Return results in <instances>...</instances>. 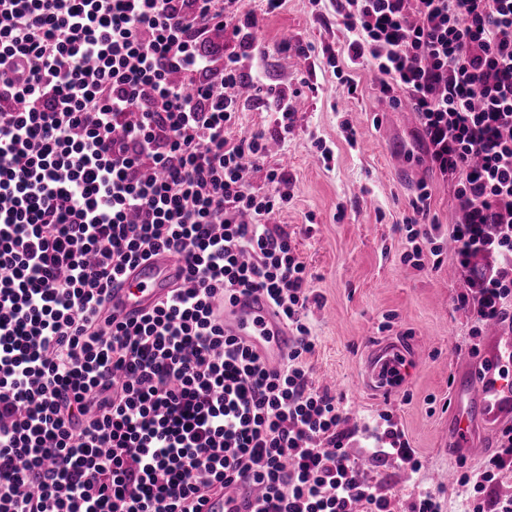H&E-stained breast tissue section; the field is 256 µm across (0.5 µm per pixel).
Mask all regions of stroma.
Returning <instances> with one entry per match:
<instances>
[{
	"mask_svg": "<svg viewBox=\"0 0 512 512\" xmlns=\"http://www.w3.org/2000/svg\"><path fill=\"white\" fill-rule=\"evenodd\" d=\"M239 9L259 19L255 39L264 52L259 64L267 83L301 92L288 134L276 131L270 113L253 107L241 112L235 132L267 134L264 166L249 175L254 189L268 190L270 167H284L293 183L292 199L271 221L290 233L319 298L308 310L316 347L305 363L314 380L333 378L350 408L351 424L392 414L422 468L410 480L392 464L373 474L411 499L417 488L439 484L444 474L484 462L448 447L452 363L473 361L483 346L473 317L453 306L458 293L473 288L456 266L449 237L440 240V258L424 254V269L402 261L407 248L402 219L419 186L430 188L431 210L444 225L458 219L453 187L430 169L413 112L390 105L378 81L367 78L366 67L348 61V33L336 0H285L271 14L263 0H240ZM285 41L292 52H281ZM331 54L337 61L333 68L327 64ZM345 76L358 82L356 94L347 93ZM349 126L355 130L351 141ZM319 141L331 148L330 162L317 159ZM425 336L433 342L411 363L405 387L386 400L370 395L364 385L370 344L388 340L416 348Z\"/></svg>",
	"mask_w": 512,
	"mask_h": 512,
	"instance_id": "35a3bbf8",
	"label": "stroma"
}]
</instances>
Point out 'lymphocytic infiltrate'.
<instances>
[{"mask_svg":"<svg viewBox=\"0 0 512 512\" xmlns=\"http://www.w3.org/2000/svg\"><path fill=\"white\" fill-rule=\"evenodd\" d=\"M237 0H0V512H200L237 475L254 512H393V493L347 448L417 474L391 414L349 429L343 396L304 357L310 274L269 217L292 182L248 180L266 134L234 138L246 106L294 123L250 53ZM351 64L371 63L390 104L419 116L432 171L461 218L442 227L420 189L405 261L499 265L477 323L512 316V0H336ZM238 42L207 49L212 31ZM164 250L183 281L140 319L107 309L126 269ZM263 292L293 337L268 368L226 333L223 304ZM512 467V426L460 475L481 495Z\"/></svg>","mask_w":512,"mask_h":512,"instance_id":"obj_1","label":"lymphocytic infiltrate"}]
</instances>
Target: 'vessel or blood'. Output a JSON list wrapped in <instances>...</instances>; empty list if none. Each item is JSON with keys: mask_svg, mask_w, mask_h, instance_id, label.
I'll use <instances>...</instances> for the list:
<instances>
[{"mask_svg": "<svg viewBox=\"0 0 512 512\" xmlns=\"http://www.w3.org/2000/svg\"><path fill=\"white\" fill-rule=\"evenodd\" d=\"M183 264L160 251L150 260L129 268L112 289L111 306L118 319L138 318L182 281ZM224 329L251 344L271 366L288 354L292 338L278 321L266 296L259 292L239 296L224 308ZM412 359L397 344L383 342L367 357L365 386L377 397L402 388ZM512 364V333L492 325L482 354L468 366L456 368L455 393L462 409L448 426L454 451L474 455L487 447L491 427L512 421V382L500 377L504 364ZM256 490L252 477L234 479L223 492L212 495L205 512H252Z\"/></svg>", "mask_w": 512, "mask_h": 512, "instance_id": "b4317fda", "label": "vessel or blood"}]
</instances>
